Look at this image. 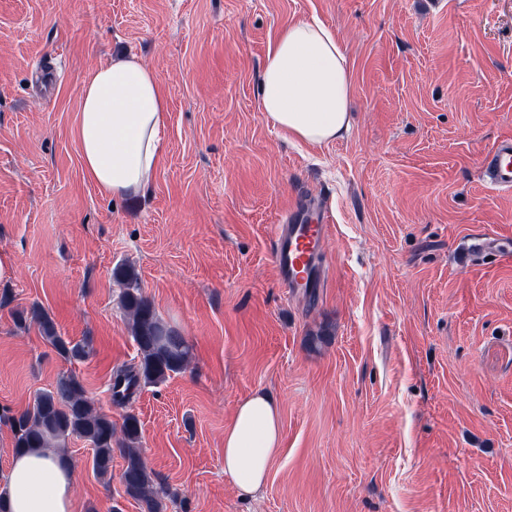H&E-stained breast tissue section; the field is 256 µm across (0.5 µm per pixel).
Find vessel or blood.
I'll return each mask as SVG.
<instances>
[{"mask_svg": "<svg viewBox=\"0 0 512 512\" xmlns=\"http://www.w3.org/2000/svg\"><path fill=\"white\" fill-rule=\"evenodd\" d=\"M479 173L490 187L512 192V138L497 141L478 162ZM328 232L327 219L316 209L293 212L274 237L273 257L280 285L289 294L318 287L320 243Z\"/></svg>", "mask_w": 512, "mask_h": 512, "instance_id": "vessel-or-blood-1", "label": "vessel or blood"}]
</instances>
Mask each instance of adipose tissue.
Returning a JSON list of instances; mask_svg holds the SVG:
<instances>
[{"label": "adipose tissue", "instance_id": "1", "mask_svg": "<svg viewBox=\"0 0 512 512\" xmlns=\"http://www.w3.org/2000/svg\"><path fill=\"white\" fill-rule=\"evenodd\" d=\"M352 67L322 24L288 21L269 45L259 86L262 110L288 137L336 141L349 129ZM162 80L136 56L96 69L80 92L75 135L87 178L106 196L135 195L149 185L168 120ZM281 447L277 403L257 391L239 403L224 431V473L239 494L257 495ZM9 512H77L72 473L44 450L13 456L0 477Z\"/></svg>", "mask_w": 512, "mask_h": 512}]
</instances>
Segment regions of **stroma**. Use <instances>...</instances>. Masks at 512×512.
<instances>
[{"mask_svg":"<svg viewBox=\"0 0 512 512\" xmlns=\"http://www.w3.org/2000/svg\"><path fill=\"white\" fill-rule=\"evenodd\" d=\"M291 19L332 30L352 64L349 131L288 140L264 116L269 43ZM131 53L168 89L148 189L86 178L84 81ZM56 58L59 78L35 68ZM512 135V0H0V474L8 416L70 371L121 425L135 414L167 512H512V193L477 157ZM330 214L313 295L278 284L291 206ZM488 240L470 252L475 238ZM132 266L187 368L115 406L138 350L116 269ZM40 304L93 357L61 360L15 315ZM276 398L282 444L264 490L224 473L240 401ZM80 512H143L68 438Z\"/></svg>","mask_w":512,"mask_h":512,"instance_id":"35a3bbf8","label":"stroma"}]
</instances>
